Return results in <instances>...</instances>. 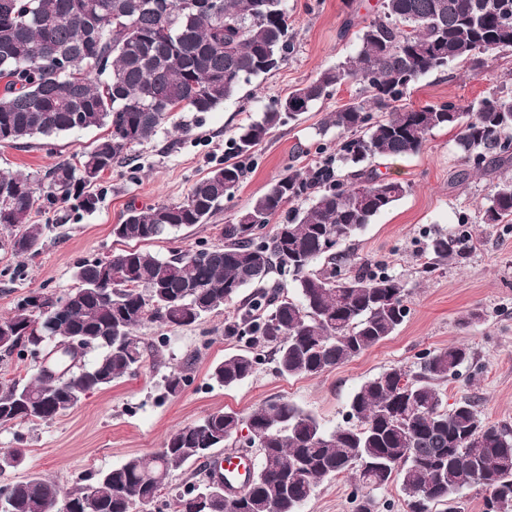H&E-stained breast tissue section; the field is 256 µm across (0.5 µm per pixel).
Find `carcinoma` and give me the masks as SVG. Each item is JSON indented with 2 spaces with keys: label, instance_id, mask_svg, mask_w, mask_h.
Returning <instances> with one entry per match:
<instances>
[{
  "label": "carcinoma",
  "instance_id": "obj_1",
  "mask_svg": "<svg viewBox=\"0 0 512 512\" xmlns=\"http://www.w3.org/2000/svg\"><path fill=\"white\" fill-rule=\"evenodd\" d=\"M185 0H0V146L21 148L39 135L107 126L92 148L58 162L45 179L0 171V249L16 257L41 248V230L28 223L35 205L52 209L70 200L97 208L90 191L135 147L157 133L174 112H211L242 85L286 61L293 43L286 0H223L224 16L186 13ZM346 0L343 33L360 26V49L320 71L245 125L229 141L232 159L197 180L176 203L126 207L113 235L145 242L205 224L232 197L248 157L271 131L296 119L338 86L356 81L360 94L331 112L325 128L338 132L336 154L305 170H288L265 193L220 228L223 244L203 252L160 258L127 248L75 267L78 285L56 319L38 313L30 298L0 318V350L21 358L44 351L39 341L74 336L95 361L58 381L38 374L0 385V424L49 422L84 397L134 373L144 349L134 330L147 322L190 326L231 304L245 288L249 301L224 320V334L246 345L211 370L226 388L254 374L264 355L288 377L318 376L381 343L407 315L401 280L385 264L355 267L343 245L390 209L409 185L382 178L379 158L419 154L437 130L456 131L455 143L475 171L491 175L512 164V93L493 92L462 110L453 102L415 107L407 102L416 80L468 63L474 72L489 57L512 51V0H381L370 19L357 21ZM71 69L59 72L52 56ZM108 59L107 72L98 57ZM282 221L268 224L276 218ZM486 224H512V179L487 198ZM470 231L461 226L432 241L434 261L458 264ZM286 272L299 299L281 295L270 275ZM471 360L464 345L425 352L410 375L385 371L349 400L344 424L331 430L296 403L269 399L241 415L211 413L165 440L166 453L136 455L101 472L94 483L61 495L40 475L12 484L0 512H138L143 501L168 491V512H301L322 481L352 474L362 497L353 512H375L374 492L399 481L405 512H461L460 490L483 491L482 512H512V430L485 422L478 398L444 406L439 386ZM258 450L256 489L239 509L215 499L197 510L189 491L167 490L170 475L189 462L208 466L206 453L240 442Z\"/></svg>",
  "mask_w": 512,
  "mask_h": 512
}]
</instances>
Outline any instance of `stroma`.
Listing matches in <instances>:
<instances>
[{
    "mask_svg": "<svg viewBox=\"0 0 512 512\" xmlns=\"http://www.w3.org/2000/svg\"><path fill=\"white\" fill-rule=\"evenodd\" d=\"M287 5L294 39L278 70L253 80L213 111L177 113L95 185L100 197L96 211L68 204L50 212L32 209L28 221L40 225L43 246L27 259L0 251V317L12 314L30 292L59 295L74 288L77 263L121 249L112 227L129 202L183 200L198 179L223 163L238 127L359 48L356 31L342 29L343 0H287ZM502 87L512 88L511 54L480 73L458 63L448 73L426 74L413 85L409 101L416 107L444 101L464 107ZM359 89L356 82H347L298 120L274 129L244 159L246 176L222 210L208 223L144 243V250L166 257L174 250L220 244L219 228L234 222L281 173L315 166L333 152L336 132L323 130L324 119ZM106 133L100 127L35 138L20 149L0 146V168L39 179L60 159L90 149ZM463 167L451 129L434 131L418 155L377 163L379 173L410 187L349 244L355 263L384 262L404 286L407 317L385 341L316 377L280 376L267 360L249 379L224 388L210 380L211 368L244 349L224 333L226 311L184 327L145 323L137 330L146 345L145 358L135 374L89 394L50 423L0 426V449L24 451L21 466L0 472V485L37 474L67 493L131 456L157 452L178 427L218 411L245 415L267 399H290L332 429L344 422L352 392L366 380L388 369L414 373L420 354L451 343L470 348L474 362L463 367L460 378L443 385L445 404L478 397L483 419L512 429V224L483 223V206L495 181L476 173L464 182L453 181L452 173ZM463 222L472 233L463 262L424 273L425 262L433 258L432 238ZM185 366L190 385L167 394L165 376ZM351 492L349 476L325 480L303 512H352Z\"/></svg>",
    "mask_w": 512,
    "mask_h": 512,
    "instance_id": "obj_1",
    "label": "stroma"
}]
</instances>
